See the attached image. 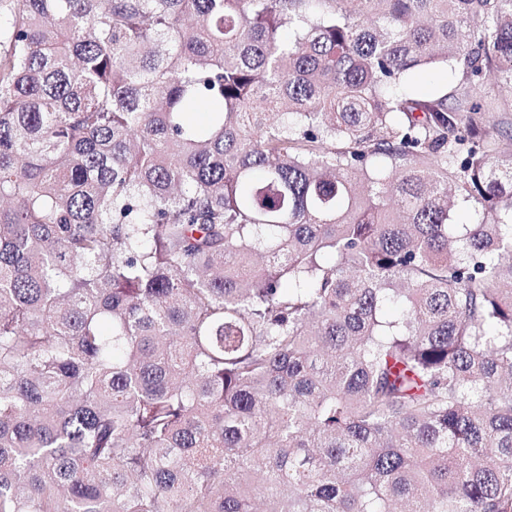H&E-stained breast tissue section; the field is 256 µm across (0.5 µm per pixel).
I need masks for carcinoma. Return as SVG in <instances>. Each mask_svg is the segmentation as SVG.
Here are the masks:
<instances>
[{"label":"carcinoma","instance_id":"1","mask_svg":"<svg viewBox=\"0 0 512 512\" xmlns=\"http://www.w3.org/2000/svg\"><path fill=\"white\" fill-rule=\"evenodd\" d=\"M11 2L0 512H512V0ZM456 77L453 66L425 68L418 71L408 84V92L413 95L428 97L440 90H453Z\"/></svg>","mask_w":512,"mask_h":512}]
</instances>
